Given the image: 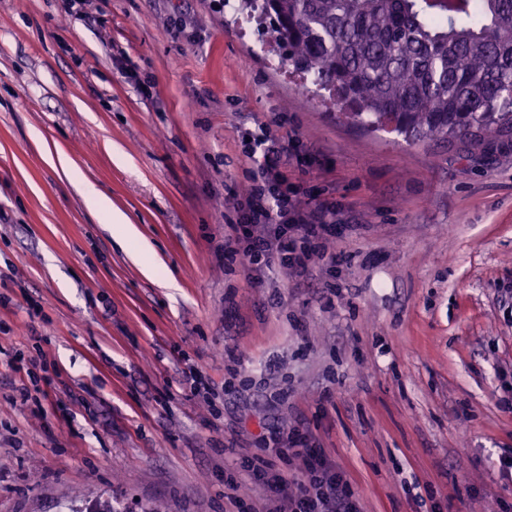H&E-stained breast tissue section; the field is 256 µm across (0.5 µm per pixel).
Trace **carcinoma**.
Masks as SVG:
<instances>
[{
  "mask_svg": "<svg viewBox=\"0 0 512 512\" xmlns=\"http://www.w3.org/2000/svg\"><path fill=\"white\" fill-rule=\"evenodd\" d=\"M291 65L407 138L512 133V0H264Z\"/></svg>",
  "mask_w": 512,
  "mask_h": 512,
  "instance_id": "obj_1",
  "label": "carcinoma"
}]
</instances>
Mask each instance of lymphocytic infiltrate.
I'll list each match as a JSON object with an SVG mask.
<instances>
[{
  "mask_svg": "<svg viewBox=\"0 0 512 512\" xmlns=\"http://www.w3.org/2000/svg\"><path fill=\"white\" fill-rule=\"evenodd\" d=\"M242 152L253 167L249 185L232 199L239 221L224 234L225 257L248 263L255 288L276 287L280 270L296 280L316 263L335 265L337 255L325 249L335 228V205L322 201L303 206L288 181L289 166L303 165L304 157L283 144L267 123L249 132ZM263 443L265 458L240 463L241 470L261 472L274 491L253 512H360L351 484L298 427L273 428ZM284 456L292 463L285 470L276 465Z\"/></svg>",
  "mask_w": 512,
  "mask_h": 512,
  "instance_id": "f902f5d3",
  "label": "lymphocytic infiltrate"
}]
</instances>
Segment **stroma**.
Segmentation results:
<instances>
[{
    "label": "stroma",
    "instance_id": "35a3bbf8",
    "mask_svg": "<svg viewBox=\"0 0 512 512\" xmlns=\"http://www.w3.org/2000/svg\"><path fill=\"white\" fill-rule=\"evenodd\" d=\"M217 0H0V512H230L306 423L363 512L512 505V137L406 142L268 63ZM282 119L331 251L282 304L224 261L240 140ZM131 221L119 245L64 165ZM337 298H329V289ZM278 359V378L260 370ZM289 388L287 399L279 391ZM242 512L265 487L235 491Z\"/></svg>",
    "mask_w": 512,
    "mask_h": 512
}]
</instances>
